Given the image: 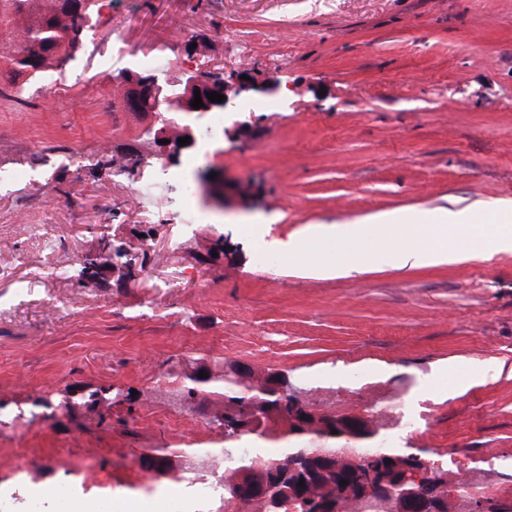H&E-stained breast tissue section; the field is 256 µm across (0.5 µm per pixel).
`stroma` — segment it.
I'll use <instances>...</instances> for the list:
<instances>
[{"label":"stroma","instance_id":"35a3bbf8","mask_svg":"<svg viewBox=\"0 0 512 512\" xmlns=\"http://www.w3.org/2000/svg\"><path fill=\"white\" fill-rule=\"evenodd\" d=\"M89 24L24 91L0 61V512H58L33 489L62 481L84 512L108 495L224 512L172 480L190 449L224 445L223 398L175 394L185 368L222 363L283 373L449 482L471 468L484 512L512 506V253L318 277L286 248L318 224L512 204V0H99ZM148 65L166 87L246 68L281 91L234 98L218 128L127 111L121 79ZM128 151L142 164L114 175ZM204 168L242 198L207 202ZM104 238L134 255L130 277L81 276ZM99 388L119 401L89 403ZM400 398L413 429L392 418ZM158 448L170 478L151 477ZM59 452L91 472L46 466Z\"/></svg>","mask_w":512,"mask_h":512}]
</instances>
